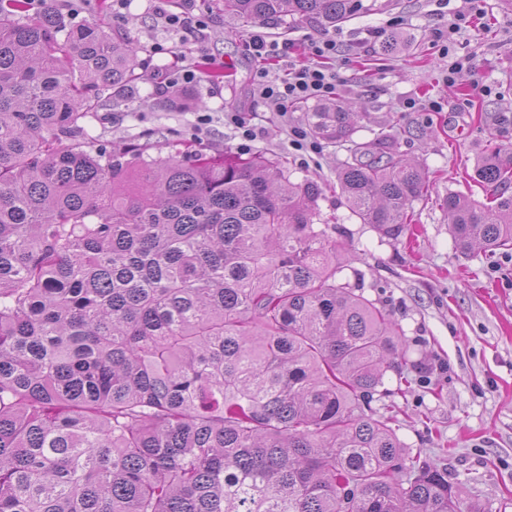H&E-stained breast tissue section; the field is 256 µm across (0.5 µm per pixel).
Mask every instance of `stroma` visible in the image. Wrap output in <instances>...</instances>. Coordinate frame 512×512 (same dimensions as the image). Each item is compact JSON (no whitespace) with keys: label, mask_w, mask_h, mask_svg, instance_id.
Masks as SVG:
<instances>
[{"label":"stroma","mask_w":512,"mask_h":512,"mask_svg":"<svg viewBox=\"0 0 512 512\" xmlns=\"http://www.w3.org/2000/svg\"><path fill=\"white\" fill-rule=\"evenodd\" d=\"M215 2L194 0L211 22L182 51L198 61L202 77L187 90V105L170 107L156 79L178 66L168 52L175 38L149 0H128L118 12L105 0H74L68 23L97 22L121 32L153 75L133 98L87 121L93 144L147 141L164 154L188 147L236 153L243 147L225 115L243 113L260 131L248 152L279 156L292 181L308 178L322 187L320 208L336 224L328 235L350 254L365 296L393 311L410 358L430 362L428 373L410 371L406 394L396 393L395 379L385 380L400 441L447 466L467 502L482 512H512V256L456 252L443 208L451 191L485 201L486 190L471 178L477 152L492 137L512 147V0H450L445 6L378 0V9L336 28L301 19L268 24L273 38L293 42L301 61L309 39L335 38L336 96L363 114L355 140L395 135L400 155L428 173L430 193L414 202L411 229L396 241L381 238L346 207L336 184L349 156L346 146L322 141L317 150H296L286 127L306 126L304 110L293 106L283 120L253 96L257 63L246 48L250 25L225 16ZM455 11L475 16L477 25L448 44L437 34ZM376 28L411 37L413 48L377 54L378 42L369 36ZM458 56L471 57L476 69L447 82ZM432 101L438 110L429 109ZM204 114L209 122L202 125Z\"/></svg>","instance_id":"35a3bbf8"}]
</instances>
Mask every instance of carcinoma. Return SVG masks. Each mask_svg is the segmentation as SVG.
I'll list each match as a JSON object with an SVG mask.
<instances>
[{"mask_svg":"<svg viewBox=\"0 0 512 512\" xmlns=\"http://www.w3.org/2000/svg\"><path fill=\"white\" fill-rule=\"evenodd\" d=\"M0 0V512H479L371 403L409 346L339 281L319 184L262 153L96 148L105 93L147 80L97 23ZM364 0H224V13L329 27ZM362 113L311 132L350 144L347 206L399 239L430 181ZM478 203L448 192L456 248L512 253V150L486 141Z\"/></svg>","mask_w":512,"mask_h":512,"instance_id":"cac0c4a2","label":"carcinoma"}]
</instances>
